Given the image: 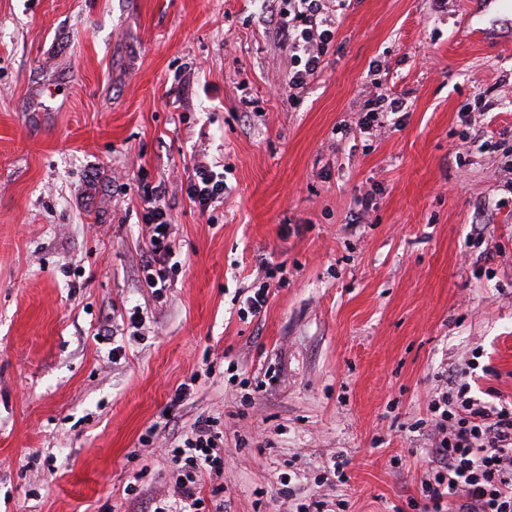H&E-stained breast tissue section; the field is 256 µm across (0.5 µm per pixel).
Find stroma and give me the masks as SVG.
<instances>
[{"label": "stroma", "mask_w": 512, "mask_h": 512, "mask_svg": "<svg viewBox=\"0 0 512 512\" xmlns=\"http://www.w3.org/2000/svg\"><path fill=\"white\" fill-rule=\"evenodd\" d=\"M278 7L0 0V512H152L207 417L224 471L200 491L224 512H393L451 365L477 358L474 393L512 401L500 0H350L293 103ZM377 81L405 114L368 137ZM199 159L228 185L204 214ZM151 188L179 262L160 300L140 280ZM334 457L343 478H323Z\"/></svg>", "instance_id": "stroma-1"}]
</instances>
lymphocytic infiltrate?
I'll list each match as a JSON object with an SVG mask.
<instances>
[{"instance_id": "1", "label": "lymphocytic infiltrate", "mask_w": 512, "mask_h": 512, "mask_svg": "<svg viewBox=\"0 0 512 512\" xmlns=\"http://www.w3.org/2000/svg\"><path fill=\"white\" fill-rule=\"evenodd\" d=\"M346 9V0H288L276 20L281 45L291 64L288 87L303 88L319 73L337 21L330 7ZM188 197L200 212L224 200V176L199 161L188 177ZM143 241L147 259L141 267L146 284L163 292L174 256L170 216L160 192L143 197ZM470 367L455 370L449 386L429 412L435 429L430 461L421 478L420 498L410 501L414 512H512V404H493L472 393ZM222 436L216 421L195 423L182 445L171 448L183 472L175 481L174 501L160 500L154 512H223L221 499L201 497L202 474L224 469Z\"/></svg>"}]
</instances>
